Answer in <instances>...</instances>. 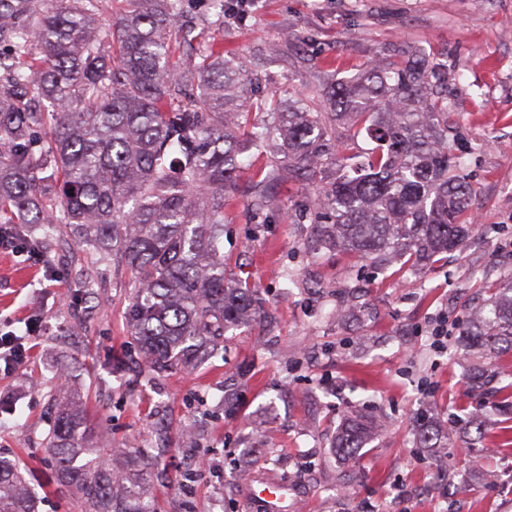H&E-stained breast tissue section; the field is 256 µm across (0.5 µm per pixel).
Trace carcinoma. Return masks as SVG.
Returning a JSON list of instances; mask_svg holds the SVG:
<instances>
[{"instance_id": "cac0c4a2", "label": "carcinoma", "mask_w": 512, "mask_h": 512, "mask_svg": "<svg viewBox=\"0 0 512 512\" xmlns=\"http://www.w3.org/2000/svg\"><path fill=\"white\" fill-rule=\"evenodd\" d=\"M0 0V225L26 224L22 244L42 248L61 226L127 272V320L156 371L192 369L206 343L230 328L270 324L258 288L224 272V200L244 196L255 218L274 208V187L296 174L321 188L305 204L315 243L380 265L410 255L423 270L464 248L473 191L448 143V76L407 52L396 68L374 64L323 85V105L256 96L224 51L182 66L184 0H124L112 20V53L95 18L98 0ZM263 111L270 126L242 135L235 118ZM376 143L362 155L336 142V123ZM252 147L272 153L241 183ZM469 385H485V359L512 351V274L487 309L459 323ZM491 413L477 404L461 427L434 419L420 448H447L459 429L481 439ZM386 423L347 417L334 448L346 463ZM46 451L79 512H157L137 454L94 441L73 401L60 403ZM20 468L0 459V512H37Z\"/></svg>"}]
</instances>
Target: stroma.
<instances>
[{
	"instance_id": "obj_1",
	"label": "stroma",
	"mask_w": 512,
	"mask_h": 512,
	"mask_svg": "<svg viewBox=\"0 0 512 512\" xmlns=\"http://www.w3.org/2000/svg\"><path fill=\"white\" fill-rule=\"evenodd\" d=\"M193 47L220 44L262 92L312 93L399 49L448 70V134L465 153L478 228L460 252L419 270L314 249L298 206L312 194L288 178L268 221L246 199L224 210V263L264 293L274 327L229 331L204 364L155 372L126 321L132 285L94 250L59 233L47 263L0 250V334L38 322L26 365L0 372V455L16 460L38 512H71L46 459L59 392L99 425L102 442L142 451L159 512H255L253 476L291 478L294 512H512V443L494 418L482 447L416 445L422 413L442 421L476 402L457 322L512 272V0H256L243 19H218L192 0ZM448 318L435 348L432 330ZM387 429L347 465L332 446L350 410ZM493 470L495 486L484 481Z\"/></svg>"
}]
</instances>
